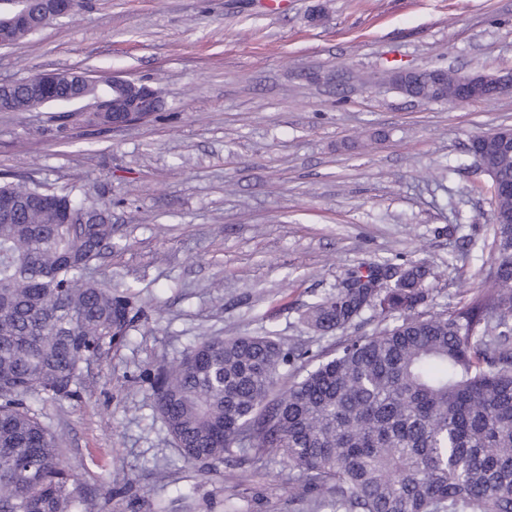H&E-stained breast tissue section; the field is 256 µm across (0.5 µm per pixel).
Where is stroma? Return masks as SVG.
Segmentation results:
<instances>
[{
	"mask_svg": "<svg viewBox=\"0 0 512 512\" xmlns=\"http://www.w3.org/2000/svg\"><path fill=\"white\" fill-rule=\"evenodd\" d=\"M395 68L512 70V0H82L0 46V82L83 71L163 100L120 129L88 122V99L0 112V173L111 200L101 271L142 310L80 397L29 401L87 512H316L280 461L186 462L156 368L203 336L269 334L311 361L373 335L370 313L329 336L301 319L365 263L427 260L430 315L480 286L494 205L467 147L512 127V93L422 101Z\"/></svg>",
	"mask_w": 512,
	"mask_h": 512,
	"instance_id": "obj_1",
	"label": "stroma"
}]
</instances>
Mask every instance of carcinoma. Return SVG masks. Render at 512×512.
Here are the masks:
<instances>
[{"label": "carcinoma", "instance_id": "carcinoma-1", "mask_svg": "<svg viewBox=\"0 0 512 512\" xmlns=\"http://www.w3.org/2000/svg\"><path fill=\"white\" fill-rule=\"evenodd\" d=\"M31 24L51 23L28 0ZM393 84L424 100L451 93L454 72H422ZM60 74L36 95L20 84L15 111L63 102ZM469 150L489 171L495 219L492 263L459 306L433 316V272L424 261L373 264L312 303L304 321L321 336L366 311L393 317L351 338L284 390L304 354L270 335L203 336L157 367L156 410L185 461L217 467L278 457L306 480L326 512H512V146L479 134ZM0 512H83L62 440L27 403L79 396L83 370L126 339L141 309L112 289L96 262L112 250L110 206L31 179L0 176Z\"/></svg>", "mask_w": 512, "mask_h": 512}]
</instances>
